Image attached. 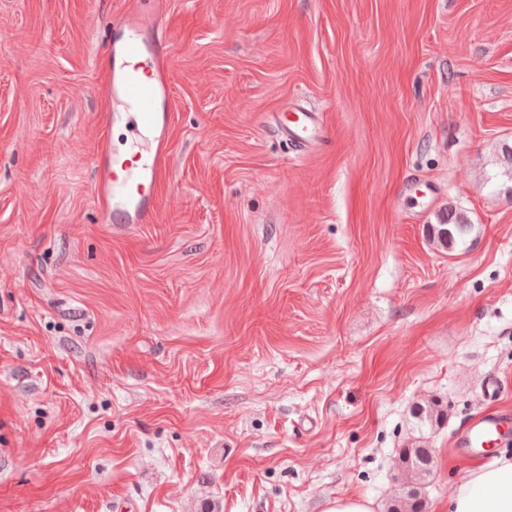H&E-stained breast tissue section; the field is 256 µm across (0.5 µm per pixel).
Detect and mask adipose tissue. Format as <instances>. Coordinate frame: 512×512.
Returning <instances> with one entry per match:
<instances>
[{
  "label": "adipose tissue",
  "instance_id": "obj_1",
  "mask_svg": "<svg viewBox=\"0 0 512 512\" xmlns=\"http://www.w3.org/2000/svg\"><path fill=\"white\" fill-rule=\"evenodd\" d=\"M440 512H512V455L468 464Z\"/></svg>",
  "mask_w": 512,
  "mask_h": 512
}]
</instances>
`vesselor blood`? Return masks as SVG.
<instances>
[{
	"instance_id": "obj_1",
	"label": "vessel or blood",
	"mask_w": 512,
	"mask_h": 512,
	"mask_svg": "<svg viewBox=\"0 0 512 512\" xmlns=\"http://www.w3.org/2000/svg\"><path fill=\"white\" fill-rule=\"evenodd\" d=\"M175 39L174 31L157 15L137 12L126 17L120 32L103 46L99 62L107 73V97L133 113L137 127L154 131L155 146L136 163L113 152L108 141L112 117L103 116L100 147L91 163L97 195L104 203L102 223H111L116 214L127 224H150L156 219L155 190L161 180L168 144V114L164 105L171 95V84L166 58ZM278 131L301 147L328 140L319 114L300 105L279 121ZM511 436L512 418L487 412L460 434L455 447L470 454Z\"/></svg>"
}]
</instances>
